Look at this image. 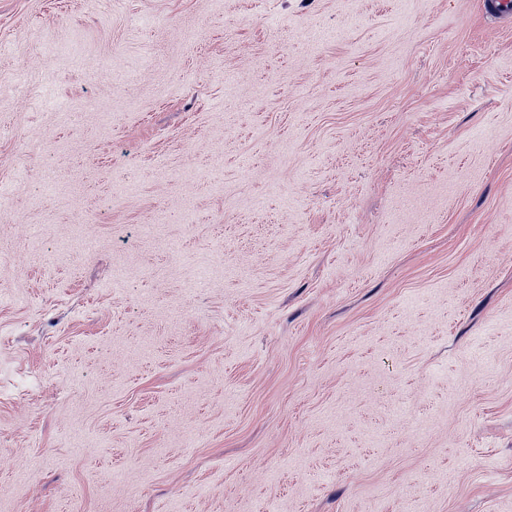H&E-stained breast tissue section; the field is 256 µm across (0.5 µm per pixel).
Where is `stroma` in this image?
Returning a JSON list of instances; mask_svg holds the SVG:
<instances>
[{
    "label": "stroma",
    "mask_w": 512,
    "mask_h": 512,
    "mask_svg": "<svg viewBox=\"0 0 512 512\" xmlns=\"http://www.w3.org/2000/svg\"><path fill=\"white\" fill-rule=\"evenodd\" d=\"M0 512H512V24L0 0Z\"/></svg>",
    "instance_id": "stroma-1"
}]
</instances>
